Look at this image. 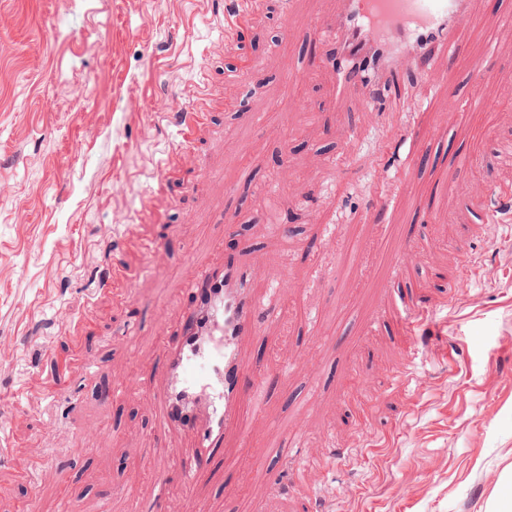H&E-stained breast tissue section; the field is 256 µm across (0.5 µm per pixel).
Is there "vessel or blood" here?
<instances>
[{
  "label": "vessel or blood",
  "instance_id": "1",
  "mask_svg": "<svg viewBox=\"0 0 512 512\" xmlns=\"http://www.w3.org/2000/svg\"><path fill=\"white\" fill-rule=\"evenodd\" d=\"M338 3L310 33L336 67L337 96L358 93L370 112L383 110L378 91L395 86L402 71L438 78L434 53L455 67L462 32L472 19L471 0ZM185 286L199 292L200 302L186 314L180 336L162 347L150 392L160 434L175 431L189 439L179 466L192 501L198 474L222 458L229 432H237L241 446L252 441L240 410L246 405L252 415L263 414L271 387L261 375H249L239 342L257 335L262 320L275 312L254 295L238 263L193 269Z\"/></svg>",
  "mask_w": 512,
  "mask_h": 512
}]
</instances>
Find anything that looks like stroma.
I'll return each instance as SVG.
<instances>
[{"mask_svg":"<svg viewBox=\"0 0 512 512\" xmlns=\"http://www.w3.org/2000/svg\"><path fill=\"white\" fill-rule=\"evenodd\" d=\"M234 2L0 0V512H159L161 467L182 501L187 440L157 435L143 395L101 400L178 337L189 263L226 259L277 312L240 346L273 395L254 449L229 434L199 475L207 512H512V207L482 220L490 189L512 195V157L488 149L512 137V39L494 37L512 0H472L457 67L410 76L399 112L337 98L320 42L285 39L336 0H261L229 34ZM203 102L210 131L184 135L176 113ZM430 145L470 163L449 178ZM108 264L145 267L132 297L100 287ZM269 444L301 453L274 472Z\"/></svg>","mask_w":512,"mask_h":512,"instance_id":"stroma-1","label":"stroma"}]
</instances>
